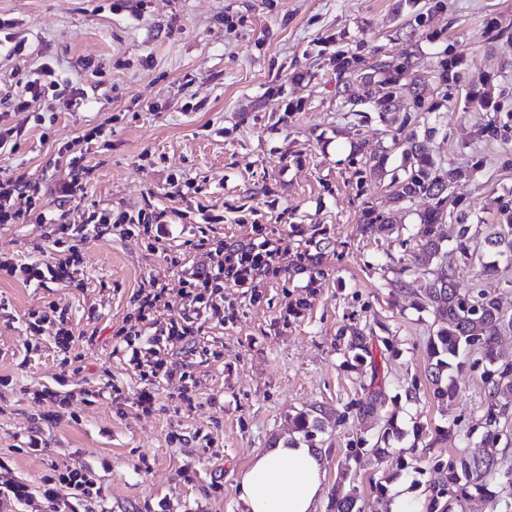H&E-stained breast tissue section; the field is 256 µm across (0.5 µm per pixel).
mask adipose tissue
<instances>
[{
	"label": "adipose tissue",
	"mask_w": 512,
	"mask_h": 512,
	"mask_svg": "<svg viewBox=\"0 0 512 512\" xmlns=\"http://www.w3.org/2000/svg\"><path fill=\"white\" fill-rule=\"evenodd\" d=\"M323 478L320 455L306 443L264 449L237 480L241 512H315Z\"/></svg>",
	"instance_id": "ef3b65f1"
}]
</instances>
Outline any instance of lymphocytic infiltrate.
Returning <instances> with one entry per match:
<instances>
[{
  "label": "lymphocytic infiltrate",
  "instance_id": "obj_1",
  "mask_svg": "<svg viewBox=\"0 0 512 512\" xmlns=\"http://www.w3.org/2000/svg\"><path fill=\"white\" fill-rule=\"evenodd\" d=\"M39 188L24 178L0 181V224H24L30 217H37L46 224L45 238L55 254L51 262H31L19 266L6 264L10 275L23 282L42 286L50 281L71 280L82 263L80 244L87 236L104 237L113 229L131 235L143 232L148 237L147 247L157 250L166 232L164 212H139L112 214L111 210L90 204L83 213L85 224H69L62 219L38 213ZM25 198L26 208H13V197ZM193 247L204 256L199 267L186 270L183 280V297L194 312L220 316L224 311L225 282H233L241 288L252 283L281 258V249L266 237H257L238 248H225L223 242H215L202 236L194 240ZM151 289L143 296L136 309L134 320L122 330L128 347L131 365H139L141 346H156L170 339L189 340L191 326L186 322L169 321L158 325L162 309L168 308L165 287L158 279H151ZM43 498L50 503L53 512H72L75 505H82L85 512H97L104 501V494L89 471L82 469H55L46 476L40 487Z\"/></svg>",
  "mask_w": 512,
  "mask_h": 512
}]
</instances>
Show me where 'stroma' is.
Instances as JSON below:
<instances>
[{"label": "stroma", "mask_w": 512, "mask_h": 512, "mask_svg": "<svg viewBox=\"0 0 512 512\" xmlns=\"http://www.w3.org/2000/svg\"><path fill=\"white\" fill-rule=\"evenodd\" d=\"M443 4L416 30L410 0H0V20L26 44L0 60V88L48 64L64 97L85 98L69 108L48 96L30 112L0 104V125L23 130L17 151L0 152V178L26 177L41 188V211L77 218L81 205L57 197L69 171L58 150L69 145L92 169L89 200L116 213L162 210L182 226L155 252L142 234L89 237L69 283L36 287L0 270V481L32 489L25 502L0 501V512H49L38 487L55 464L90 467L106 512H239V474L272 436L287 434L290 415L361 396L368 378L348 366L342 331L374 321L387 326L398 354L380 363L389 400L373 423L396 416L405 436L391 461L364 454L350 464L358 422L326 427L316 438L324 469L317 512H331L343 469L360 487L362 512H387L374 488L380 478L391 490L429 493L431 461L480 443L482 366L465 364L457 399L440 410L425 377L434 318L393 286L399 245L358 230L363 207L385 214L392 204L382 185L357 191L353 145L368 153L390 145V126L375 118L352 128L335 71L337 53L380 51L411 58L429 76L455 47L459 79L434 87L426 146L444 165L474 169L454 194L472 219L489 218L491 188L512 189V128L506 140H480L483 113L462 106L477 77L490 74L499 117L512 115V0ZM98 126L103 135L85 142ZM259 227L290 249L326 229L323 277L289 271L283 260L255 287L226 283L223 318L183 307L180 268L201 260L187 239L245 244ZM44 234L34 219L0 224V260L49 259ZM174 258L180 267H171ZM154 277L171 301L164 318L190 321L194 334L143 351L136 369L119 330ZM298 298L307 307L296 317L288 304ZM51 305L75 334L73 360L55 345L56 324L29 328L31 313ZM159 356L170 374L147 381ZM112 385L121 402L107 396ZM149 385L156 405L146 412L135 398ZM411 385L417 398L407 402ZM57 386L71 396L70 413L42 421L46 406L36 395ZM449 424L457 437L436 439L435 428ZM416 425L427 430L418 443ZM34 431L45 443L38 455L24 445ZM400 456L410 463L401 472Z\"/></svg>", "instance_id": "1"}]
</instances>
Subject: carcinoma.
Returning a JSON list of instances; mask_svg holds the SVG:
<instances>
[{"mask_svg": "<svg viewBox=\"0 0 512 512\" xmlns=\"http://www.w3.org/2000/svg\"><path fill=\"white\" fill-rule=\"evenodd\" d=\"M462 56L453 46H448L446 57L439 62V83L447 84L456 79ZM336 75L343 84L341 111L353 126L371 120L377 114L384 122L396 125L392 145L369 156H361L354 171L356 186L379 181L385 184L393 208L381 215L371 209L363 214L360 232L372 237L383 235L398 241L404 248L403 263L397 271L396 283L405 288L408 279L420 282L413 289L417 303L431 310L438 328L428 343L426 377L433 397L440 403L452 405L457 394L454 371L461 367L460 356L474 353L479 361L488 364L482 375L483 419L485 435L483 446L469 449L460 456L437 460L432 469L436 474L428 495L426 512H465L467 503L474 497L492 499L496 492L490 489L495 477L505 481L512 476V437L506 432L512 416V353L500 346L499 336L512 328V314L506 312L498 299L484 289L473 287L460 291L456 272L469 271L479 281L485 276L502 273L501 281L512 288V278L507 271L512 267V192L495 198L493 222L473 223L469 214L459 208L453 196L456 181L464 174L461 167H446L436 161L425 149L415 118L392 114L397 96L408 93L417 112L434 110V93L430 79L415 74L412 64L386 55L369 60L358 55L340 53L336 56ZM377 80L386 87L379 98L372 97L367 86ZM479 88L466 93L464 109L489 110L495 99L493 79L482 75ZM507 125L497 116H491L477 125L476 134L487 141L506 139ZM419 198H429L433 207L419 215V222L408 237H402L405 217ZM448 225V233L442 226ZM320 242L312 239L304 247L296 248L288 267L301 271L310 269L317 274ZM385 350L396 353L387 337L376 334L371 326L349 328L348 357L357 365L369 369V384L363 395L341 408L313 405L288 418L295 436L287 443L302 441L313 446L317 434L325 425L334 422L341 426L349 419L368 421L386 398V380L381 376L376 353ZM395 418H390L379 430L371 447L367 440L358 439V447L351 449L354 456L371 454L378 459L389 456V441L402 437ZM503 444L501 449L496 445ZM358 486L349 470L342 472L331 499V512H359Z\"/></svg>", "mask_w": 512, "mask_h": 512, "instance_id": "1", "label": "carcinoma"}]
</instances>
